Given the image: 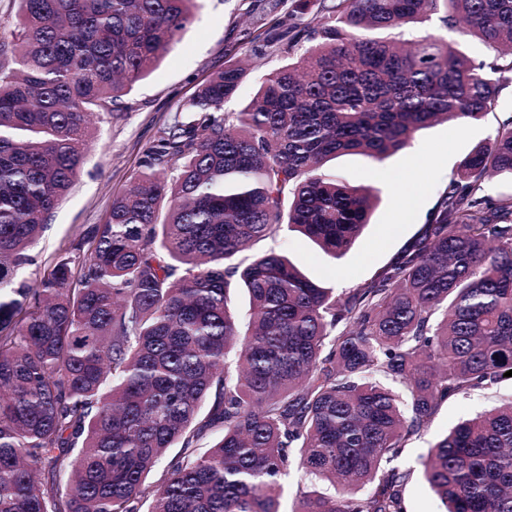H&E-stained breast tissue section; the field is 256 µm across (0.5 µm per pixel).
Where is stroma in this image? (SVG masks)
<instances>
[{"instance_id":"obj_1","label":"stroma","mask_w":512,"mask_h":512,"mask_svg":"<svg viewBox=\"0 0 512 512\" xmlns=\"http://www.w3.org/2000/svg\"><path fill=\"white\" fill-rule=\"evenodd\" d=\"M252 0H200L193 25L166 54L159 67L112 108L92 119L96 137L70 194L58 206L49 227L29 251L27 276L42 273L51 260L70 251L80 231L103 223L114 193L133 182L140 161L159 126L189 99L196 84L223 67L227 50L245 57L243 38L264 30L268 18L251 10ZM447 39L477 61L492 62L495 52L477 37L433 19L410 27L406 36ZM512 116V84L504 86L489 113L467 126L442 122L417 132L410 147L384 161L359 154L342 155L328 169L356 185L380 189L381 201L370 223L341 259L321 253L296 232H281L241 253L273 250L288 257L311 280L344 292L375 277L426 224L460 160L479 142L493 138ZM512 397V379L445 401L421 434L404 449L396 464L411 470L404 489L407 512H439V503L423 480L420 460L438 437L458 422Z\"/></svg>"}]
</instances>
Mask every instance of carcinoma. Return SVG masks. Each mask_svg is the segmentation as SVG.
Here are the masks:
<instances>
[{"label": "carcinoma", "mask_w": 512, "mask_h": 512, "mask_svg": "<svg viewBox=\"0 0 512 512\" xmlns=\"http://www.w3.org/2000/svg\"><path fill=\"white\" fill-rule=\"evenodd\" d=\"M18 2L20 43L0 44V512H279L294 464L308 481L294 512H406L410 471L393 462L443 401L512 370V194L484 195L512 180V122L460 161L396 261L346 293L274 251L238 256L284 225L345 255L379 190L324 165L482 120L512 81V0H334L303 26L311 0H293L251 46L284 64L226 112L247 76L228 55L105 222L34 278L28 250L82 168L89 116L160 64L199 0ZM435 17L495 61L403 40ZM420 465L442 512H512V402Z\"/></svg>", "instance_id": "obj_1"}]
</instances>
